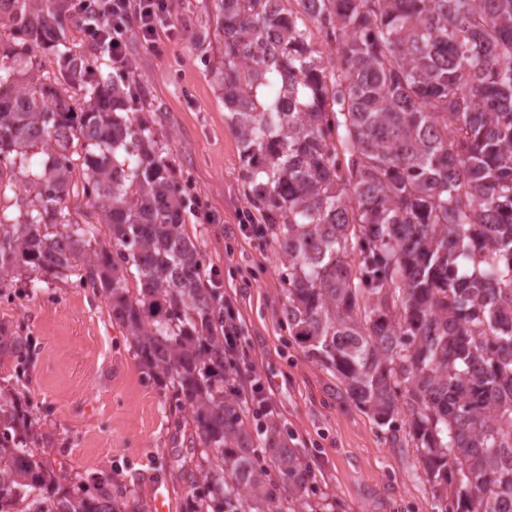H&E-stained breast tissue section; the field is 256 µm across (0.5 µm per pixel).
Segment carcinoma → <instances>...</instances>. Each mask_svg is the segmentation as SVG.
Segmentation results:
<instances>
[{
	"instance_id": "cac0c4a2",
	"label": "carcinoma",
	"mask_w": 512,
	"mask_h": 512,
	"mask_svg": "<svg viewBox=\"0 0 512 512\" xmlns=\"http://www.w3.org/2000/svg\"><path fill=\"white\" fill-rule=\"evenodd\" d=\"M0 14V289L59 274L112 300L140 362L191 409L201 446L188 512H327L277 416L244 425L224 292L185 233L168 146L140 95L72 51L74 0H10ZM217 0L212 64L241 144L242 180L282 247L288 330L381 427L409 417L439 512H512V0ZM336 48L327 64L310 26ZM49 42L68 76L33 78ZM45 159L32 161L36 150ZM82 194L94 212L73 211ZM98 217L109 241L99 240ZM364 304H359V301ZM0 395V512H143L109 482L35 458ZM270 455L288 506L275 505Z\"/></svg>"
}]
</instances>
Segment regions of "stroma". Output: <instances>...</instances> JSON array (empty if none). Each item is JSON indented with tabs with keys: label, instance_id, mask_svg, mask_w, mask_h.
<instances>
[{
	"label": "stroma",
	"instance_id": "obj_1",
	"mask_svg": "<svg viewBox=\"0 0 512 512\" xmlns=\"http://www.w3.org/2000/svg\"><path fill=\"white\" fill-rule=\"evenodd\" d=\"M181 36L164 55L130 37L128 56L180 186L208 215L185 216V230L216 268L237 305L239 384L269 386L275 412L316 477L333 512H438L409 426L384 433L349 398L336 373L306 356L288 330L280 249L245 231L250 205L240 178L239 139L210 66L224 51L215 0H173ZM32 344L27 364L16 337ZM34 420L40 455L55 472L89 483L111 476L155 512H186L191 498L180 465L193 453V423L163 411L164 381L135 355L110 303L79 287L74 272L43 275L0 290V388Z\"/></svg>",
	"mask_w": 512,
	"mask_h": 512
}]
</instances>
